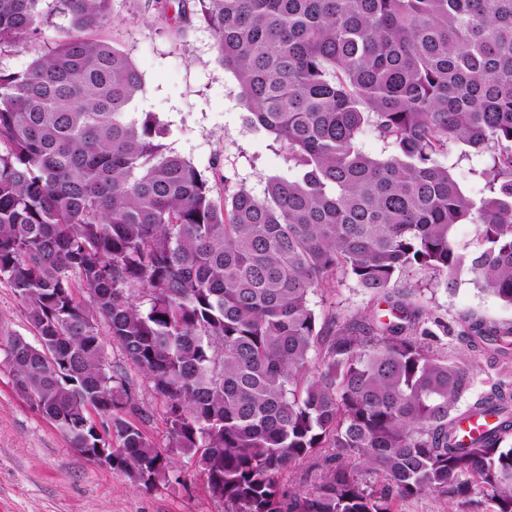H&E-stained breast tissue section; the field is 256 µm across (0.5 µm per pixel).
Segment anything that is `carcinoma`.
<instances>
[{"instance_id": "cac0c4a2", "label": "carcinoma", "mask_w": 512, "mask_h": 512, "mask_svg": "<svg viewBox=\"0 0 512 512\" xmlns=\"http://www.w3.org/2000/svg\"><path fill=\"white\" fill-rule=\"evenodd\" d=\"M193 2L247 125L285 151L261 198L216 199L155 114L130 117L142 76L98 36L112 0H0V52L69 19L26 69L0 70V282L34 332L6 346L15 390L75 449L114 435L112 469L154 487L172 457L117 414L133 402L108 335L228 512H394L428 492L512 512V391L470 403L497 421L463 440L469 369L411 333V291L392 290L412 267L450 288L466 266L512 306V0ZM367 127L384 157L362 151ZM457 144L485 157L479 196L445 163ZM457 224L481 245L467 258ZM346 275L392 319L317 313L310 295ZM460 336L512 352V328ZM297 465L320 478L288 493ZM452 240L457 251L466 256L480 248L472 224H458L453 231Z\"/></svg>"}]
</instances>
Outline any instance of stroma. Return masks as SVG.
I'll list each match as a JSON object with an SVG mask.
<instances>
[{
  "mask_svg": "<svg viewBox=\"0 0 512 512\" xmlns=\"http://www.w3.org/2000/svg\"><path fill=\"white\" fill-rule=\"evenodd\" d=\"M112 11L108 35L143 79L136 108L155 113L168 126L167 148L204 175L220 170L227 192L244 188L261 194L266 179L286 169L281 145L272 135L244 126L246 106L238 82L217 62L212 32L191 15L183 23L187 35L179 36L182 23L158 18L152 0H113ZM395 286L412 290V306L424 310L420 325L431 331V348L468 364L472 394L498 385L512 388V355H476L458 337L466 316L512 327V306L484 290L466 270L451 289L424 268L406 270ZM311 305L344 321H361L379 314L384 302L344 276L334 288L312 294ZM32 335L12 288L0 284V512H225L191 454L171 447L162 398L113 343L105 345L106 360L119 368L134 396L124 416L156 447L168 450L174 467L147 490L75 452L67 437L13 388L2 345L10 337Z\"/></svg>",
  "mask_w": 512,
  "mask_h": 512,
  "instance_id": "1",
  "label": "stroma"
}]
</instances>
